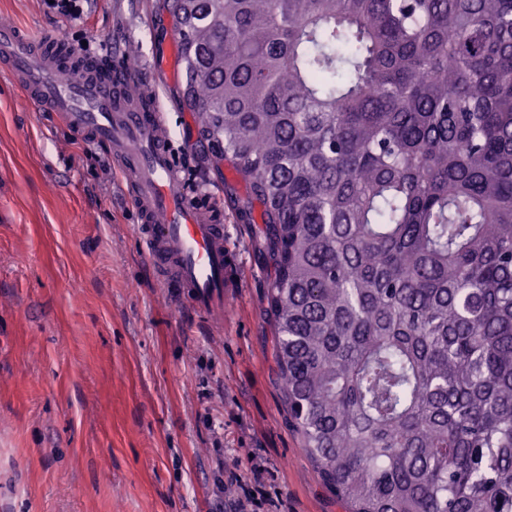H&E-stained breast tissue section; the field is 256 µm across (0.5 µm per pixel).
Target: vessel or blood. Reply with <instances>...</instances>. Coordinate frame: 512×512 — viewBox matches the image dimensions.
Returning a JSON list of instances; mask_svg holds the SVG:
<instances>
[{
  "mask_svg": "<svg viewBox=\"0 0 512 512\" xmlns=\"http://www.w3.org/2000/svg\"><path fill=\"white\" fill-rule=\"evenodd\" d=\"M0 71L39 111L106 147L140 217L144 253L177 299L224 316L230 287L224 226L181 187L169 126L146 81L113 45L94 64L59 34L0 26Z\"/></svg>",
  "mask_w": 512,
  "mask_h": 512,
  "instance_id": "b4317fda",
  "label": "vessel or blood"
}]
</instances>
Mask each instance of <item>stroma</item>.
<instances>
[{"mask_svg": "<svg viewBox=\"0 0 512 512\" xmlns=\"http://www.w3.org/2000/svg\"><path fill=\"white\" fill-rule=\"evenodd\" d=\"M0 0V24L123 45L154 80L185 187L224 219V320L156 277L108 151L0 74V512H345L288 426L267 311L273 269L182 102L158 0Z\"/></svg>", "mask_w": 512, "mask_h": 512, "instance_id": "35a3bbf8", "label": "stroma"}]
</instances>
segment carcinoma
Masks as SVG:
<instances>
[{
    "label": "carcinoma",
    "mask_w": 512,
    "mask_h": 512,
    "mask_svg": "<svg viewBox=\"0 0 512 512\" xmlns=\"http://www.w3.org/2000/svg\"><path fill=\"white\" fill-rule=\"evenodd\" d=\"M261 208L273 357L347 512H512V0H165Z\"/></svg>",
    "instance_id": "carcinoma-1"
}]
</instances>
